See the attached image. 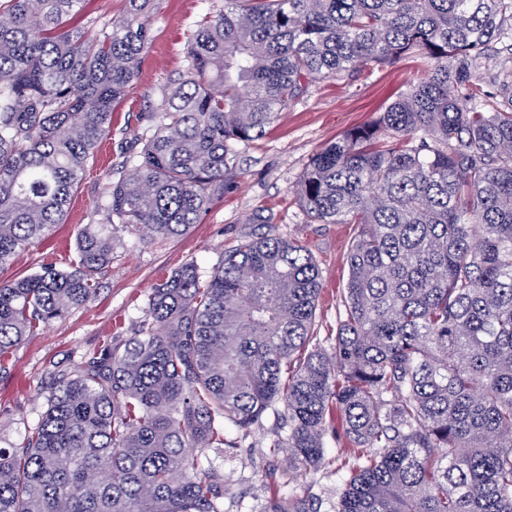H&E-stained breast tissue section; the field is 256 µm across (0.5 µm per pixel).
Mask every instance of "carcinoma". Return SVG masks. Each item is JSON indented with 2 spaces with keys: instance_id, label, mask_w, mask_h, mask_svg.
<instances>
[{
  "instance_id": "cac0c4a2",
  "label": "carcinoma",
  "mask_w": 512,
  "mask_h": 512,
  "mask_svg": "<svg viewBox=\"0 0 512 512\" xmlns=\"http://www.w3.org/2000/svg\"><path fill=\"white\" fill-rule=\"evenodd\" d=\"M86 0H0V268L63 217L151 47L155 0L71 24ZM503 59L482 70L488 51ZM140 149L111 172L69 271L0 285V369L88 302L119 228L183 234L239 151L315 78L423 63L384 112L309 161L313 224H354L344 316L314 336L302 244L246 240L207 278L153 288L138 333L58 375L21 450L0 448V512H224L205 453L269 412L273 448L351 476L336 512H512V0H225L195 22ZM265 512H317L282 494Z\"/></svg>"
}]
</instances>
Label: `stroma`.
<instances>
[{"instance_id":"stroma-1","label":"stroma","mask_w":512,"mask_h":512,"mask_svg":"<svg viewBox=\"0 0 512 512\" xmlns=\"http://www.w3.org/2000/svg\"><path fill=\"white\" fill-rule=\"evenodd\" d=\"M223 5L224 0H156L150 18L153 42L136 82L112 112L111 139L90 160L63 223L20 250L0 270V283L46 265L69 269L76 258L77 236L120 160V147L137 131L136 114L162 108L158 88L183 75L185 43L194 21ZM420 71V62L406 59L370 74L313 81L260 140L241 151L236 176L223 197L184 235L151 243L144 235L117 231L112 263L95 295L66 317L25 336L8 367L0 371V447L19 446L36 426L41 396L54 384L53 370L75 373L89 352L133 336L145 317L152 288L188 264L208 276L226 251L252 236L275 234L311 251L321 274L315 334L323 348H330L343 314L340 292L349 277L347 254L354 227L309 223L295 189L316 152L384 111ZM227 438L228 446L210 456L224 485V512H261L276 491L320 499V512H334L338 493L350 477L347 469L289 470L285 452L269 450L274 439L269 418L254 426L247 438L232 430Z\"/></svg>"}]
</instances>
